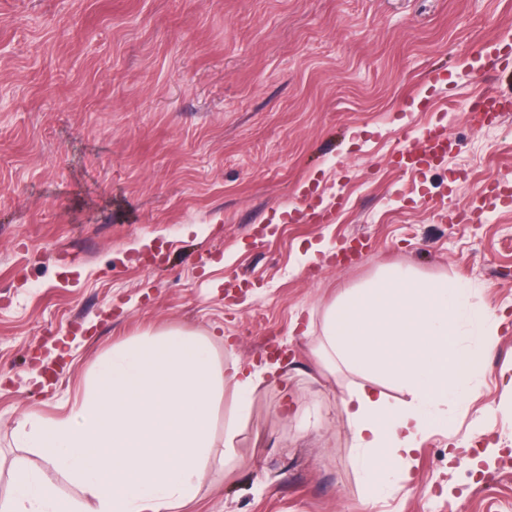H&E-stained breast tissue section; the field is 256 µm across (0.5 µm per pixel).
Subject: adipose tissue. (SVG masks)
Instances as JSON below:
<instances>
[{"label":"adipose tissue","mask_w":512,"mask_h":512,"mask_svg":"<svg viewBox=\"0 0 512 512\" xmlns=\"http://www.w3.org/2000/svg\"><path fill=\"white\" fill-rule=\"evenodd\" d=\"M499 329L457 280L394 269L342 292L323 319L320 361L367 377L342 409L366 480L367 507L392 481H412L413 454L434 423L470 408L486 351ZM407 395L390 402L380 381ZM259 380L239 366L217 370L209 338L171 329L113 348L90 391L64 420L27 416L22 443L98 501V512H173L193 502L214 456L230 459ZM237 416L215 438L212 409L225 386ZM0 512H82L33 471L20 468Z\"/></svg>","instance_id":"1"}]
</instances>
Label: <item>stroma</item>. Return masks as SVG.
I'll list each match as a JSON object with an SVG mask.
<instances>
[{
	"label": "stroma",
	"mask_w": 512,
	"mask_h": 512,
	"mask_svg": "<svg viewBox=\"0 0 512 512\" xmlns=\"http://www.w3.org/2000/svg\"><path fill=\"white\" fill-rule=\"evenodd\" d=\"M512 0H0V496L114 347L172 328L257 390L227 462L177 512H366L341 400L315 352L338 295L384 266L460 279L506 310L467 416L431 426L413 490L374 512H512ZM453 148L404 170V132ZM320 216L288 222L298 197ZM81 323L82 334L69 333ZM470 443L479 472L448 459Z\"/></svg>",
	"instance_id": "35a3bbf8"
}]
</instances>
